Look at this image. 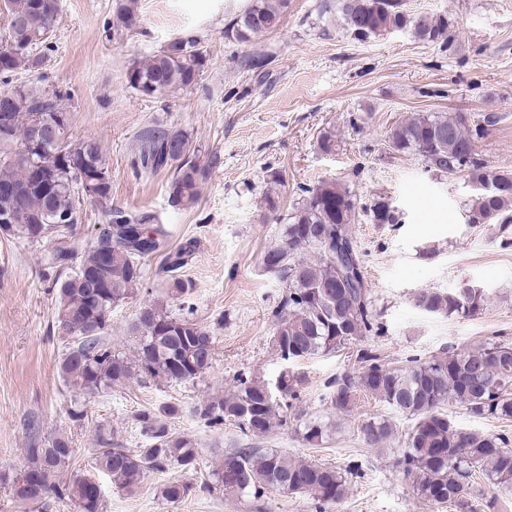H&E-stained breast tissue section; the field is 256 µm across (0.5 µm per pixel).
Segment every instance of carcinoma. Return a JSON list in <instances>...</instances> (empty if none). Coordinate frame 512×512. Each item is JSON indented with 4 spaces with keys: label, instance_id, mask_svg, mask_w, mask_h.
<instances>
[{
    "label": "carcinoma",
    "instance_id": "1",
    "mask_svg": "<svg viewBox=\"0 0 512 512\" xmlns=\"http://www.w3.org/2000/svg\"><path fill=\"white\" fill-rule=\"evenodd\" d=\"M5 14L21 18V27L8 25L0 35V76L19 70L35 71L43 64L32 42L42 43L57 19L59 0H4ZM289 7V0H249L244 11L231 22L236 40L248 42L261 33L276 29ZM116 21L129 28L137 22L138 0H115ZM336 17L356 40L366 41L387 32L411 30L420 40L448 44L452 33L448 17L415 16L404 0H336ZM174 53L162 51L131 67L130 86L154 97L172 95L198 83L206 56L198 52L200 41L181 36ZM67 94L48 95L34 84H19L0 91L14 116L9 137L0 138V183L24 189L18 196L0 197V210L12 209L19 224L12 236L36 243L43 240L37 229L63 218H72L76 204L69 186V170L53 164L50 187L44 186L29 149L30 124L35 117L57 123L63 117L70 125V113L57 105ZM463 113L421 115L394 127L390 147L403 154L418 155L428 167L442 175L467 172L474 198L469 223L490 224L512 208V172L489 166L478 159L475 140ZM67 149L85 160V173L98 183L105 224L95 241L81 253L78 268L58 285L57 327L66 342L60 372L72 391L82 399L100 397L113 387L139 374L167 383H187L202 378L211 368L214 351L201 355L195 338L209 336L208 327L187 318L173 316L166 307L144 304L132 326L140 336L135 361L129 362L106 340L112 306L134 296L144 281L142 259L166 252L168 233L154 223L148 212L130 213L110 204L112 183L100 143L91 138H69ZM142 171L156 173L173 168L169 198L183 208L194 206L207 173L220 162L217 155H202L183 130H152L139 139ZM304 197L290 213L282 242L266 250L277 260L275 270L287 291L273 311V344L286 361L317 354L335 353L355 341H367L379 331L372 313L369 289L356 254V277L342 276L327 256L336 241L352 240L357 204L350 190L335 181H323L302 189ZM376 224H396L392 202L380 198L369 208ZM69 233L57 235L50 253L54 263L75 256L67 242ZM314 249L317 256L302 253ZM192 246L167 252L169 269L189 261ZM192 290L190 281L172 275L166 280L169 299H179ZM488 295L478 288H458L447 293L424 289L414 306L431 314L469 315L481 310ZM362 371L341 374L327 383L331 405L350 411L356 395L364 391L388 404L393 411L413 421L401 448L399 463L412 478L416 495L436 507L454 506L471 510L464 494L479 474L499 488L512 491V440L455 426L441 412L451 400L477 418L512 419V343L484 342L448 356L421 361L417 358L390 367L370 348L357 351ZM278 388L255 378H240L224 396L205 398L194 407L195 415L208 427L232 422L248 436L263 437L274 426L279 411L299 397V380L283 373ZM179 413L174 404L158 411H143L137 420L147 439L141 448L112 446L109 433L99 430V447L94 449L93 468L107 476L116 487L130 491L147 475L170 468L195 470L199 451L193 439L176 433L167 420ZM302 439L313 446L327 435L324 424L315 419L299 425ZM371 446H384L393 433L392 423L374 418L363 429ZM74 449L69 439L57 435L45 442L35 440L26 449L27 465L16 476L0 473V482L11 484L12 494L23 503L52 499L69 503L77 512H103L102 486L95 476L73 466ZM213 487L227 494L244 495L273 488L287 494H305L315 501L317 512L340 503L347 490L346 474L333 466L288 457L278 450L241 448L224 455L212 471ZM192 486L182 482L161 485L160 494L178 503Z\"/></svg>",
    "mask_w": 512,
    "mask_h": 512
}]
</instances>
